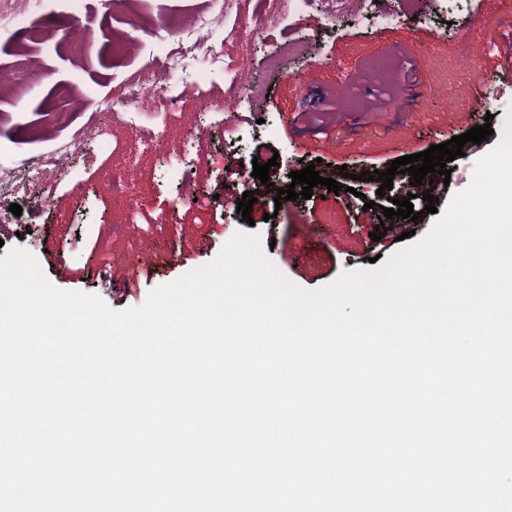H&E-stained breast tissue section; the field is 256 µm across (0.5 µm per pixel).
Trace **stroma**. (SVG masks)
<instances>
[{
	"mask_svg": "<svg viewBox=\"0 0 512 512\" xmlns=\"http://www.w3.org/2000/svg\"><path fill=\"white\" fill-rule=\"evenodd\" d=\"M224 25L211 38L223 41L218 61L199 58L176 72L166 56L171 41L154 26H181L188 12H205L210 0H0V17L23 15L20 29L0 31V69L32 59L20 85L0 84V159L64 148L59 164L38 180L0 184V257L22 248L57 288L99 296L114 310L144 304L149 291L214 260L236 233L258 236L264 255L294 284L319 289L342 271L369 268L375 256L398 251L400 236H423L435 213L385 219L376 207L378 182L366 171L427 150L474 126L492 135L468 143L449 162L451 178L437 211L467 189L476 160L501 139L512 105V73L505 53L512 45V0H348L346 12L293 10L288 0H223ZM78 14L89 51L80 54L55 36ZM247 24L248 43L229 30ZM415 82L404 79L407 69ZM148 69L156 93L170 96L167 113L142 111L137 125L112 111L127 78ZM238 78L237 99L229 81ZM203 85L210 108L186 101ZM82 136H74L76 128ZM161 128L160 146L137 142L135 128ZM276 159L269 176L287 188L291 172L311 165L339 182L340 193L314 187L311 198L275 204L256 183L238 181L237 193L253 197L250 220L219 203L181 204L188 192L214 195L225 180ZM122 178L140 208L125 221L123 204L110 191ZM86 185L74 198L72 183ZM19 204L14 215L10 204ZM380 240L371 233L380 222ZM123 257L138 277L114 280L100 257Z\"/></svg>",
	"mask_w": 512,
	"mask_h": 512,
	"instance_id": "35a3bbf8",
	"label": "stroma"
}]
</instances>
